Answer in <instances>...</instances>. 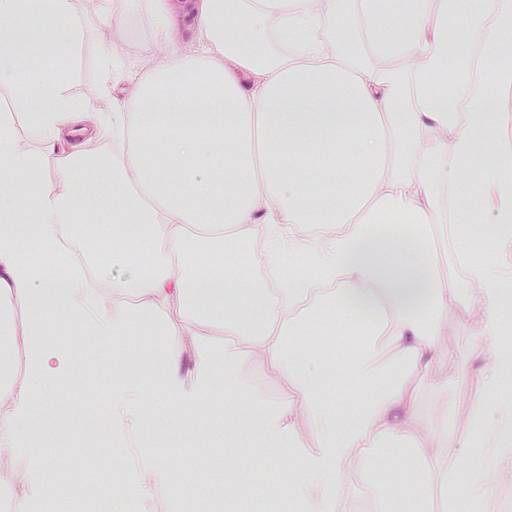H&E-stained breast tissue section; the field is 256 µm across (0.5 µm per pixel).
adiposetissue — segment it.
Wrapping results in <instances>:
<instances>
[{"mask_svg":"<svg viewBox=\"0 0 512 512\" xmlns=\"http://www.w3.org/2000/svg\"><path fill=\"white\" fill-rule=\"evenodd\" d=\"M151 20L160 63L137 79L133 99L148 114L95 113L68 96L52 69L25 66L14 44L46 21L72 23V0H0V89L25 112L28 137L0 114V447H13L17 429L32 420L36 386L70 375L67 353L49 341L51 309L63 311L79 333L104 346L154 336L158 348L138 393L151 392L182 410L197 406L223 375L231 401L225 418H259L268 442L305 447L301 420L317 436L281 501L282 512H351L346 477L371 463L379 449L403 445L385 459L390 480L415 497L447 487V418L426 432L402 425L419 405L417 381L447 377L460 354L438 335L449 308L474 314L472 345L488 359L470 423L478 431L480 462L469 470V498L484 504L500 494L496 474L512 471V134H491L504 122L497 101L481 90L485 58L497 61L493 81L512 88V0H480L456 33L448 14L458 0H141ZM354 12V32L335 38L325 20ZM195 17L197 48L186 53L173 36ZM387 59L358 63L362 52ZM178 97L183 108L161 111ZM213 104L197 112L199 103ZM127 138L106 167L113 212L121 224H145V239L112 236L113 260L132 276L89 280L83 268L60 275L56 256L70 254L67 230L86 208L79 188L89 170L82 144ZM52 167L49 177L37 169ZM495 217L481 235L471 210L455 206L460 183ZM457 229L456 257L464 278L446 286L434 261L435 225ZM45 254L42 264L20 257L21 228ZM480 235L489 261L473 259L468 235ZM261 238L266 275L248 279L238 245ZM314 266L284 276L289 258ZM111 295H104L103 286ZM138 300L130 309L125 296ZM367 327L344 378L363 403L336 410L316 360L298 357L301 338L319 325ZM224 327V345L206 337ZM22 349L24 371L14 370ZM195 368L182 369L185 352ZM281 381L274 402L228 374L243 357ZM142 405L136 396L112 405L106 425L126 444L137 493L149 502L178 478L143 450Z\"/></svg>","mask_w":512,"mask_h":512,"instance_id":"obj_1","label":"adipose tissue"}]
</instances>
